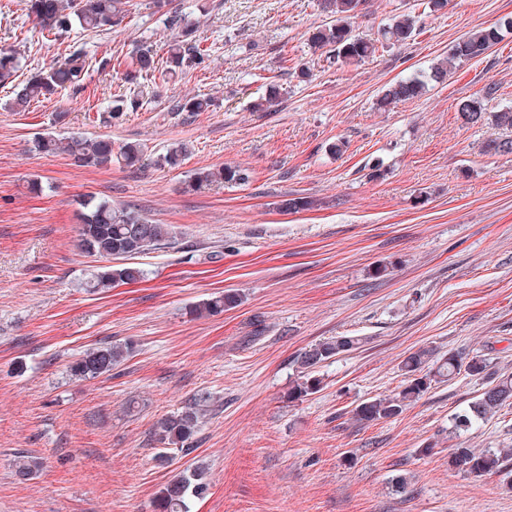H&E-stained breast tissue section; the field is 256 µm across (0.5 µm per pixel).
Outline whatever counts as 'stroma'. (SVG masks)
<instances>
[{
  "mask_svg": "<svg viewBox=\"0 0 512 512\" xmlns=\"http://www.w3.org/2000/svg\"><path fill=\"white\" fill-rule=\"evenodd\" d=\"M127 9L117 26L76 25L56 39L27 0H0V49L21 61L0 86V512H154L161 486L198 465L210 487L189 512H512L499 476L448 463L461 445L512 448V406L448 433L452 415L512 373V154L484 149L505 130L462 125L457 113L491 83L486 110H512V32L421 98L375 108L386 84L428 74L466 32L512 20V0H448L437 13L422 0H367L357 32L377 35L403 13L418 16V31L351 65L311 49L326 20L316 0ZM174 10L195 23L206 67L110 118L129 92L131 56L162 49ZM76 48L91 62L79 90L10 108L15 84ZM271 81L279 103L252 111ZM192 97L216 105L177 111ZM42 135L138 142L144 157L81 167L36 151ZM176 143L188 148L181 165L160 166ZM224 165L247 168L249 182L194 183L197 170ZM87 195L171 225L168 245L136 256L143 281L85 289L106 264L78 246ZM291 197L312 206L280 209ZM227 291L237 307L192 315ZM332 336L360 342L317 368L318 392L288 403L299 354ZM115 341L133 350L112 373L71 376L86 349ZM422 348L481 353L486 375L460 373L396 417L355 422L360 402L401 391V364ZM202 393L209 413L191 452L158 465L156 422ZM21 455L43 463L27 481L15 474Z\"/></svg>",
  "mask_w": 512,
  "mask_h": 512,
  "instance_id": "stroma-1",
  "label": "stroma"
}]
</instances>
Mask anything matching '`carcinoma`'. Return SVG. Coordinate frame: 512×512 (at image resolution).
<instances>
[{
    "mask_svg": "<svg viewBox=\"0 0 512 512\" xmlns=\"http://www.w3.org/2000/svg\"><path fill=\"white\" fill-rule=\"evenodd\" d=\"M321 12L327 16L324 24L317 26L309 37L312 47L336 57L344 64L362 62L376 54L385 45H405L417 34L415 17L400 14L382 29L379 36L372 38L356 32L353 20L364 9L366 0H318ZM28 11L35 16L41 28L59 36L77 23L86 30L99 31L111 26L122 18V0H28ZM171 35L166 40L167 57L164 67H159L153 49H138L132 57V71L125 80L134 82L141 75L149 76L162 83L185 66L201 65L206 62L205 50L195 36V27L185 17L175 12L166 18ZM503 39L499 25L481 27L465 34L440 60L430 73L421 79L412 77L387 84L376 99L377 108L388 111L394 105L421 97L428 84H443L461 60L484 55ZM20 57L14 50L0 49V81L9 79L19 68ZM89 67L86 54L75 49L64 59L49 68L32 74L22 82L15 93L14 106L23 109L31 102L50 97L62 89L80 87ZM280 97V86L267 84L264 97L254 108L264 111ZM144 91H134L114 101L111 118L119 119L126 112L142 107ZM458 117L466 125H475L485 120L481 101L477 98L462 101L458 106ZM35 149L46 155L65 152L80 166H108L117 158L128 167L140 162L143 148L136 142H127L114 147L112 139L99 137L93 140L71 138L61 141L45 137L35 142ZM249 180L247 170L238 166L201 169L194 174L197 184L221 182L242 184ZM83 224L79 229L81 249L100 258L110 260L133 258L155 249L168 241L172 229L168 224H156L145 219L130 207H117L108 200L88 197L84 203ZM145 277L144 270L130 263L108 266L93 275L86 282L91 292L108 289L116 284H133ZM241 302L237 293L226 292L198 304L194 313L211 316L234 308ZM359 344L354 336H337L311 345L298 357L302 369L301 381L288 391V401L294 402L317 392L321 381L313 375L314 369L326 360L347 352ZM132 351L127 343L104 344L86 350L70 366V374L78 380L94 379L112 371L129 357ZM407 375L406 386L394 397L376 398L358 404L353 417L359 423H370L397 416L405 406L418 400L442 379H452L464 370L473 377L484 376L487 359L463 352L450 353L439 359L432 350L422 348L410 354L401 366ZM209 396L193 398L180 409L161 419L153 430L154 442L161 445L157 459L168 463L165 450L174 446L180 450L200 429L208 412ZM512 404V376L502 375L490 382L479 397L470 403L464 412L454 416L448 424V433L459 435L476 424L492 418L500 409ZM509 453L500 450L458 447L450 456V463L463 472L481 477L501 473L504 485L512 488V470L507 469L505 459ZM42 462L33 457H21L16 462V475L27 480L37 473ZM207 472L196 467L182 473L164 484L156 495V512H188L187 500L201 497L208 491Z\"/></svg>",
    "mask_w": 512,
    "mask_h": 512,
    "instance_id": "obj_1",
    "label": "carcinoma"
}]
</instances>
